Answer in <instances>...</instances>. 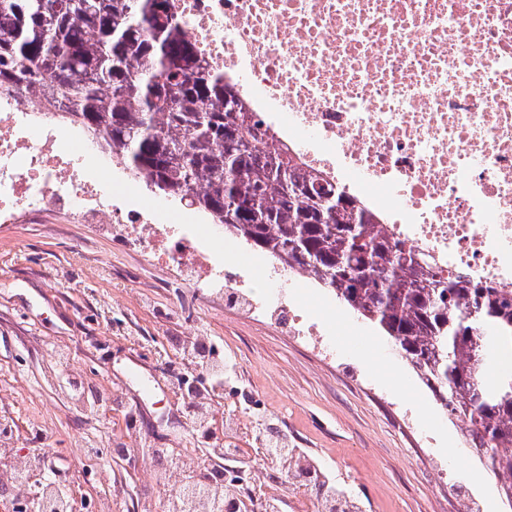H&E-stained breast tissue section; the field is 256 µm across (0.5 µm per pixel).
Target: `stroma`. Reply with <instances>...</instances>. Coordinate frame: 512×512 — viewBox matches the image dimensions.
<instances>
[{
    "instance_id": "1",
    "label": "stroma",
    "mask_w": 512,
    "mask_h": 512,
    "mask_svg": "<svg viewBox=\"0 0 512 512\" xmlns=\"http://www.w3.org/2000/svg\"><path fill=\"white\" fill-rule=\"evenodd\" d=\"M291 304L321 321L336 352L320 363L302 343L245 307L187 288L118 237L54 214L0 224V443L55 449L56 479L75 469L85 500L112 495V512H159L164 490L146 461L161 448L232 449L255 499L278 512H317L315 496L280 475L264 429L313 460L361 512H461L485 496L512 512L485 459L448 463L466 446L458 422L427 458L392 406L438 404L392 341L353 311L329 314L325 289L287 275ZM227 361L224 385L200 369ZM248 411L252 425L236 428ZM124 449L109 469L83 466L77 447Z\"/></svg>"
}]
</instances>
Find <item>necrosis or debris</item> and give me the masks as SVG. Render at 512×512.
<instances>
[{
	"label": "necrosis or debris",
	"mask_w": 512,
	"mask_h": 512,
	"mask_svg": "<svg viewBox=\"0 0 512 512\" xmlns=\"http://www.w3.org/2000/svg\"><path fill=\"white\" fill-rule=\"evenodd\" d=\"M197 56L228 77L305 169L369 202L399 246L512 293V0H171ZM52 211L121 235L193 288L232 291L324 362L322 325L208 234L194 207L128 186L34 93L0 94V223ZM55 451L0 447V484L51 486Z\"/></svg>",
	"instance_id": "obj_1"
}]
</instances>
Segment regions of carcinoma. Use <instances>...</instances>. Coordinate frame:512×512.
Wrapping results in <instances>:
<instances>
[{
  "mask_svg": "<svg viewBox=\"0 0 512 512\" xmlns=\"http://www.w3.org/2000/svg\"><path fill=\"white\" fill-rule=\"evenodd\" d=\"M2 90L47 96L136 177L375 324L512 497V299L437 276L431 256L399 248L357 197L259 150L261 123L197 60L170 0H0ZM222 478L209 466L192 486L209 493ZM312 483L341 512L336 489Z\"/></svg>",
  "mask_w": 512,
  "mask_h": 512,
  "instance_id": "carcinoma-1",
  "label": "carcinoma"
}]
</instances>
